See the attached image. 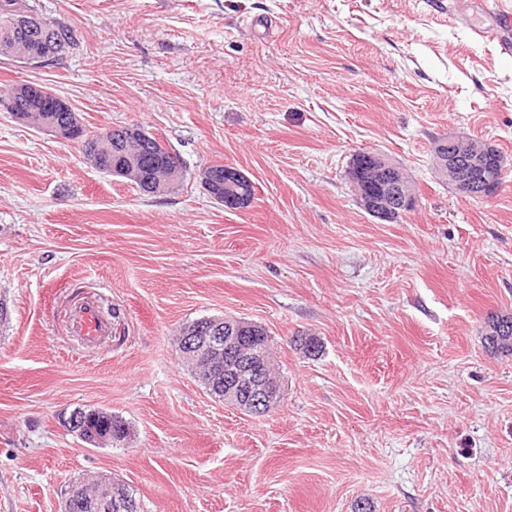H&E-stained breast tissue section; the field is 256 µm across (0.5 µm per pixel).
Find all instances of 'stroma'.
I'll return each mask as SVG.
<instances>
[{"instance_id":"35a3bbf8","label":"stroma","mask_w":512,"mask_h":512,"mask_svg":"<svg viewBox=\"0 0 512 512\" xmlns=\"http://www.w3.org/2000/svg\"><path fill=\"white\" fill-rule=\"evenodd\" d=\"M79 44L58 63L0 57V90L49 88L89 131L141 126L176 150L175 192L142 193L79 145L0 112V512H61L77 479L124 482L138 512H512V55L475 40V0H26ZM462 134L505 159L495 194L435 171ZM401 165L415 210L358 204V151ZM254 184L229 210L199 172ZM97 300L112 334L69 336ZM203 316L265 327L284 387L262 417L178 361ZM316 336L319 354L291 345ZM122 418L91 447L61 417ZM483 339L487 349L512 352V316L492 314ZM72 412L77 413L83 419L82 426L84 435H91L92 430L98 435H107L109 442L106 445H121L130 437V429L126 422L117 416L112 415V412L99 409V408H75Z\"/></svg>"}]
</instances>
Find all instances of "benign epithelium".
Listing matches in <instances>:
<instances>
[{"instance_id":"7a95c632","label":"benign epithelium","mask_w":512,"mask_h":512,"mask_svg":"<svg viewBox=\"0 0 512 512\" xmlns=\"http://www.w3.org/2000/svg\"><path fill=\"white\" fill-rule=\"evenodd\" d=\"M468 136H448L433 153V164L441 177L452 184L464 198H484L493 195L497 186L488 179L495 168L504 166V157L492 145L485 144L474 150ZM368 166L357 164L349 171L350 180L358 193L362 208L372 217L392 222L397 216L413 210L417 197L404 171L383 154L370 155ZM224 179L223 204L229 209L248 207L252 198L240 191L247 176L240 170L224 166V174L214 171L203 177L206 190ZM259 330L257 324L224 318L213 322L205 336L190 332L184 336L186 351L178 353L182 361L193 365L208 377H224V405L248 415L267 414L282 399V390L268 374L265 350L248 342L246 330ZM101 493L93 498L98 512H112V479H99Z\"/></svg>"}]
</instances>
